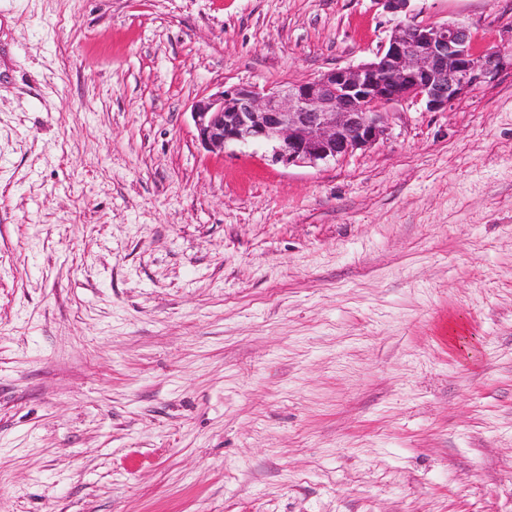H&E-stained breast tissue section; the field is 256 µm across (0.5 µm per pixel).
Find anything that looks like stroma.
Masks as SVG:
<instances>
[{
    "instance_id": "obj_1",
    "label": "stroma",
    "mask_w": 512,
    "mask_h": 512,
    "mask_svg": "<svg viewBox=\"0 0 512 512\" xmlns=\"http://www.w3.org/2000/svg\"><path fill=\"white\" fill-rule=\"evenodd\" d=\"M512 53V0H0V512H512V70L370 148L199 97Z\"/></svg>"
}]
</instances>
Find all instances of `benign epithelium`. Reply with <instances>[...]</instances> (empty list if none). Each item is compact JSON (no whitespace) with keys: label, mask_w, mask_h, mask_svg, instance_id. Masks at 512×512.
I'll return each mask as SVG.
<instances>
[{"label":"benign epithelium","mask_w":512,"mask_h":512,"mask_svg":"<svg viewBox=\"0 0 512 512\" xmlns=\"http://www.w3.org/2000/svg\"><path fill=\"white\" fill-rule=\"evenodd\" d=\"M373 2L398 15L410 0ZM506 66L501 52L478 49L463 23L399 25L368 63L276 88L230 87L197 98L190 115L207 149L262 143L275 165L315 164L375 144L387 129L384 108L415 100L444 111Z\"/></svg>","instance_id":"benign-epithelium-1"}]
</instances>
